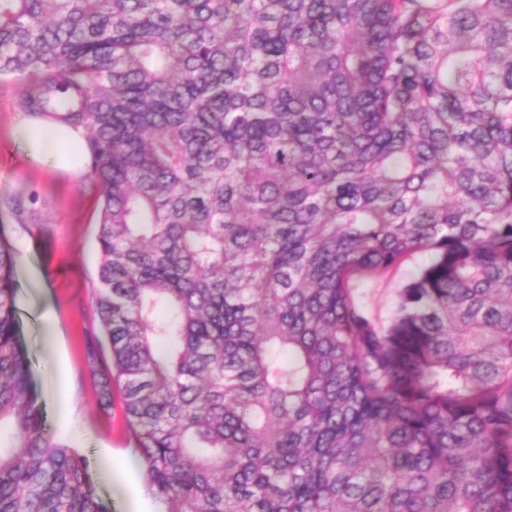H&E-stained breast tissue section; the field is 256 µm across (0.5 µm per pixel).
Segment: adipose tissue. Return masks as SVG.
I'll return each mask as SVG.
<instances>
[{
  "label": "adipose tissue",
  "mask_w": 512,
  "mask_h": 512,
  "mask_svg": "<svg viewBox=\"0 0 512 512\" xmlns=\"http://www.w3.org/2000/svg\"><path fill=\"white\" fill-rule=\"evenodd\" d=\"M12 136L28 148L34 161L53 160L56 167L70 174H79L86 162L82 130L50 121L23 119L14 125Z\"/></svg>",
  "instance_id": "obj_1"
}]
</instances>
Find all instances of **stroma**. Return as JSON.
<instances>
[{"label": "stroma", "mask_w": 512, "mask_h": 512, "mask_svg": "<svg viewBox=\"0 0 512 512\" xmlns=\"http://www.w3.org/2000/svg\"><path fill=\"white\" fill-rule=\"evenodd\" d=\"M19 90L0 80V244L14 256L17 318L52 436L96 469L103 458L117 464L138 453L121 402L101 411L87 366L86 336L96 328L99 193L85 178L34 162L13 140L12 127L24 117ZM431 260L421 252L364 281L358 293L368 315L387 325L401 289Z\"/></svg>", "instance_id": "35a3bbf8"}]
</instances>
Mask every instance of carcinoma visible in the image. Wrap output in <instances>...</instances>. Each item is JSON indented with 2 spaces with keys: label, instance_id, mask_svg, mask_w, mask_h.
I'll use <instances>...</instances> for the list:
<instances>
[{
  "label": "carcinoma",
  "instance_id": "1",
  "mask_svg": "<svg viewBox=\"0 0 512 512\" xmlns=\"http://www.w3.org/2000/svg\"><path fill=\"white\" fill-rule=\"evenodd\" d=\"M0 77L89 133L88 361L167 512H512V0H0ZM12 266L0 512H107ZM431 260V253H417L389 275L365 280L358 293L368 315L379 325L386 326L395 312L401 289Z\"/></svg>",
  "mask_w": 512,
  "mask_h": 512
}]
</instances>
